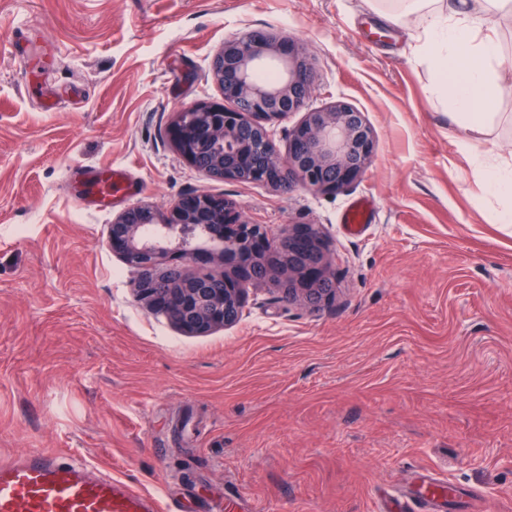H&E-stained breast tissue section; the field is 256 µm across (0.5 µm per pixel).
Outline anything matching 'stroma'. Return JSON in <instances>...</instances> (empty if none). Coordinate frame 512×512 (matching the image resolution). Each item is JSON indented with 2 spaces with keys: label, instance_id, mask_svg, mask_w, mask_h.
<instances>
[{
  "label": "stroma",
  "instance_id": "stroma-1",
  "mask_svg": "<svg viewBox=\"0 0 512 512\" xmlns=\"http://www.w3.org/2000/svg\"><path fill=\"white\" fill-rule=\"evenodd\" d=\"M377 0H0V459L57 448L170 503L219 512H380L445 487L442 512H512V224L471 171L512 164V93L470 149L425 60L424 13ZM312 63L306 107L362 112L372 159L334 194L217 180L169 137L220 104L212 64L253 29ZM134 183L82 201L101 169ZM229 200L269 234L322 231L334 296L250 288L203 335L135 295L120 212ZM372 201L357 236L343 215Z\"/></svg>",
  "mask_w": 512,
  "mask_h": 512
}]
</instances>
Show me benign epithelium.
Returning a JSON list of instances; mask_svg holds the SVG:
<instances>
[{
	"label": "benign epithelium",
	"instance_id": "7a95c632",
	"mask_svg": "<svg viewBox=\"0 0 512 512\" xmlns=\"http://www.w3.org/2000/svg\"><path fill=\"white\" fill-rule=\"evenodd\" d=\"M212 71L232 107L185 108L170 129L172 141L194 167L224 180L282 190L301 184L321 193L339 192L362 176L373 152V135L363 113L346 102L304 113L289 133L286 156L271 144L266 123L301 111L312 90L311 64L293 41L253 30L224 44ZM230 210L222 197L189 194L166 213L149 205L119 213L108 225L107 239L112 251L139 271L137 297L190 334L233 324L248 282L286 283V300L301 299L314 307L332 298L330 261L313 228L290 229L273 241L258 224L230 223ZM205 215L217 238L208 252L222 272L191 276L188 287L174 288L158 277V270L185 275L183 263L195 259L198 250L184 249L176 236ZM283 242L288 251L310 253L316 260L272 263Z\"/></svg>",
	"mask_w": 512,
	"mask_h": 512
}]
</instances>
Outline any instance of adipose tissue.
<instances>
[{
  "mask_svg": "<svg viewBox=\"0 0 512 512\" xmlns=\"http://www.w3.org/2000/svg\"><path fill=\"white\" fill-rule=\"evenodd\" d=\"M436 2V8L429 9L423 50L451 90L460 128L477 132L495 100L512 89V80L492 65L500 53L495 34L473 30L469 23L482 16L512 17V0H474L465 10L458 0Z\"/></svg>",
  "mask_w": 512,
  "mask_h": 512,
  "instance_id": "ef3b65f1",
  "label": "adipose tissue"
}]
</instances>
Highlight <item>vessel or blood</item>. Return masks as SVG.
<instances>
[{"label":"vessel or blood","mask_w":512,"mask_h":512,"mask_svg":"<svg viewBox=\"0 0 512 512\" xmlns=\"http://www.w3.org/2000/svg\"><path fill=\"white\" fill-rule=\"evenodd\" d=\"M0 512H161L157 497L51 450L0 461Z\"/></svg>","instance_id":"b4317fda"}]
</instances>
